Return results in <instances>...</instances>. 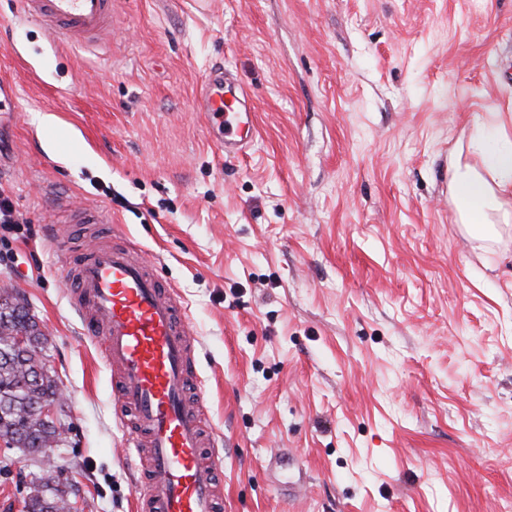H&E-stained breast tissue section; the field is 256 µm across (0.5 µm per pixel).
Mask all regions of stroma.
<instances>
[{
    "label": "stroma",
    "mask_w": 512,
    "mask_h": 512,
    "mask_svg": "<svg viewBox=\"0 0 512 512\" xmlns=\"http://www.w3.org/2000/svg\"><path fill=\"white\" fill-rule=\"evenodd\" d=\"M17 9L0 0V190L24 221L0 289L48 338L75 512H134L112 371L64 285L114 241L182 304L222 512H512V224L472 238L448 189L454 161L486 170L474 135L512 144V0H112L86 52ZM213 67L256 115L231 156L193 106ZM47 185L108 223H71ZM39 471L0 441V512Z\"/></svg>",
    "instance_id": "35a3bbf8"
}]
</instances>
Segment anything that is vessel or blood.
<instances>
[{
    "mask_svg": "<svg viewBox=\"0 0 512 512\" xmlns=\"http://www.w3.org/2000/svg\"><path fill=\"white\" fill-rule=\"evenodd\" d=\"M20 18L40 24L57 46L96 47L112 31V0H20ZM225 154L251 141L249 94L223 71L212 72L195 100ZM75 307L90 335L106 337L116 407L132 412L125 455L141 474L135 512H216L217 440H205L194 379V340L181 307L146 264L124 245L100 246L74 260Z\"/></svg>",
    "mask_w": 512,
    "mask_h": 512,
    "instance_id": "1",
    "label": "vessel or blood"
}]
</instances>
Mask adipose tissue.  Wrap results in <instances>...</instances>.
I'll list each match as a JSON object with an SVG mask.
<instances>
[{"label": "adipose tissue", "mask_w": 512, "mask_h": 512, "mask_svg": "<svg viewBox=\"0 0 512 512\" xmlns=\"http://www.w3.org/2000/svg\"><path fill=\"white\" fill-rule=\"evenodd\" d=\"M487 161L495 173L494 180L465 171L449 184L461 224L470 236L482 239L493 238L498 223L512 220V213L502 209L499 200L500 193L512 190V149L490 150Z\"/></svg>", "instance_id": "adipose-tissue-1"}]
</instances>
